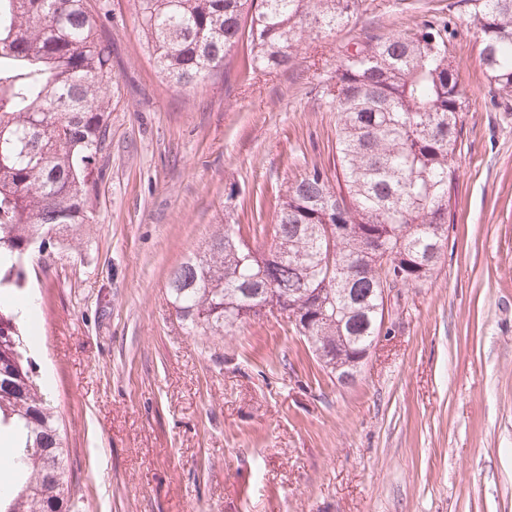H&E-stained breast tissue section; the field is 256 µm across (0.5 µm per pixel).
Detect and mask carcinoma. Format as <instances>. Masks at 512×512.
Instances as JSON below:
<instances>
[{
  "mask_svg": "<svg viewBox=\"0 0 512 512\" xmlns=\"http://www.w3.org/2000/svg\"><path fill=\"white\" fill-rule=\"evenodd\" d=\"M365 0H136L143 45L160 74L187 88L228 73L299 64L304 35L334 37ZM486 80L512 97V0H465ZM451 19L365 28L347 42L321 97L336 110L343 188L317 166L285 178L267 248L248 247L229 188L211 235L166 285L192 333L222 335L278 313L322 369L357 363L390 331L384 289L433 279L448 245L465 90L449 59ZM114 48L90 0H0V288H20L32 241L51 233L80 246L107 144ZM354 266L363 271L349 272ZM24 439L12 457L16 490L0 512H75L69 450L53 400L34 377L17 314L0 302V430Z\"/></svg>",
  "mask_w": 512,
  "mask_h": 512,
  "instance_id": "cac0c4a2",
  "label": "carcinoma"
}]
</instances>
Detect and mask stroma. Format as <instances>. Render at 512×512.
Masks as SVG:
<instances>
[{"label": "stroma", "instance_id": "obj_1", "mask_svg": "<svg viewBox=\"0 0 512 512\" xmlns=\"http://www.w3.org/2000/svg\"><path fill=\"white\" fill-rule=\"evenodd\" d=\"M117 64L80 251L26 268L24 345L56 406L83 512H512V100L479 65L465 0H365L305 53L333 70L361 27L452 15L468 98L448 246L403 289L388 340L341 386L271 316L190 335L165 287L236 186L242 227L272 226L284 177L338 169L336 114L306 66L172 88L134 0H93Z\"/></svg>", "mask_w": 512, "mask_h": 512}]
</instances>
